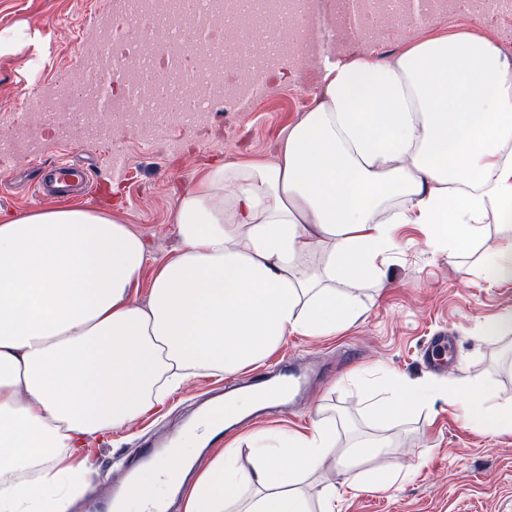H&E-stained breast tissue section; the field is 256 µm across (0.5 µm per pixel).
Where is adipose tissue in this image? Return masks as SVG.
Returning <instances> with one entry per match:
<instances>
[{
  "instance_id": "ef3b65f1",
  "label": "adipose tissue",
  "mask_w": 512,
  "mask_h": 512,
  "mask_svg": "<svg viewBox=\"0 0 512 512\" xmlns=\"http://www.w3.org/2000/svg\"><path fill=\"white\" fill-rule=\"evenodd\" d=\"M316 106L275 163L226 162L176 199V254L147 304L135 297L146 238L79 206L0 219V512H70L99 474L90 439L165 406L191 378L233 374L293 335L354 320L349 287L380 284L398 224L457 256L495 212L502 244L484 263L512 279V57L465 34L401 57L328 68ZM368 407L403 416L435 397L485 433L512 432L492 385H415L383 374ZM336 426L259 431L243 471L234 449L196 477L158 463L112 512H149L156 487L182 512H312L299 489L330 458L347 485L371 449L336 448Z\"/></svg>"
}]
</instances>
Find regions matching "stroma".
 <instances>
[{
  "mask_svg": "<svg viewBox=\"0 0 512 512\" xmlns=\"http://www.w3.org/2000/svg\"><path fill=\"white\" fill-rule=\"evenodd\" d=\"M104 18L113 29L126 26L116 0H0V127L29 112L35 99L31 58L43 57L39 83L44 92H53L65 78L77 75L78 57L98 45ZM464 32L491 40L512 56V4L444 0L423 21L365 28L343 43L339 58L344 63L362 56L390 60L416 43ZM321 86L319 66L291 61L266 80L251 111L215 105L206 123L172 127L150 148L126 125L106 140L65 142L49 128L35 158L47 164L67 154L85 161L105 189L99 210L146 237L153 263L145 267L136 288V298L144 305L154 263L180 248L173 230L179 192L217 163L274 162L289 127L302 118L298 105L313 108ZM116 151L129 161L126 179L117 186L111 182ZM24 170L12 155L0 153V218L55 208V201L32 194L22 178ZM394 237L397 247L383 268L381 286L366 283L356 290L363 306L354 322L333 336L288 337L278 349L308 366L333 362L342 346L358 348L360 359L337 377L314 385L293 412L257 420L224 437L244 441L260 429L305 432L318 421L332 420L340 448L388 438L389 453L364 466L381 463L406 471V478L387 490L359 480L357 489H346L337 499L335 512H512V432L476 430L460 407L443 399L403 418L380 419L365 409L352 384L357 374L383 369L433 387L488 382L500 396H512V363L507 360L512 335L485 332L488 324L512 313V281L495 280L481 261L500 242L495 218H485L476 251L454 259L432 250L420 225H396ZM444 331L456 338L458 360L440 375L422 370L418 359L424 341ZM218 381L212 374L196 376L155 414L127 424L109 441L89 440L87 450L99 464V475L87 496H100L106 485L121 481L114 453L133 452L143 428H151L160 439L181 429L199 409L201 391Z\"/></svg>",
  "mask_w": 512,
  "mask_h": 512,
  "instance_id": "35a3bbf8",
  "label": "stroma"
}]
</instances>
